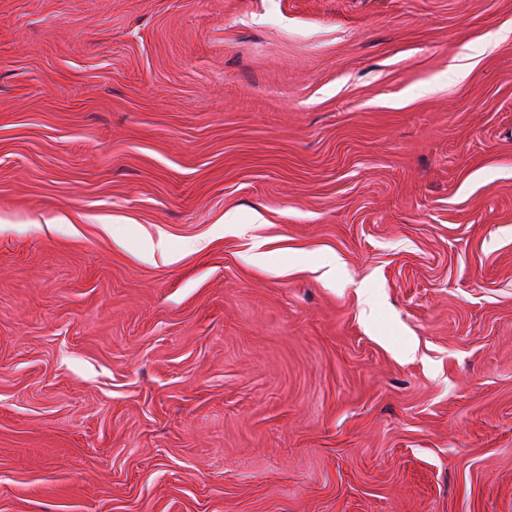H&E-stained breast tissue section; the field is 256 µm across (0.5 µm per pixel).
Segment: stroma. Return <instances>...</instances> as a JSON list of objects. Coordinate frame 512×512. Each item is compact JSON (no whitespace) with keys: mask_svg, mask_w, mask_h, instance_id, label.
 Returning <instances> with one entry per match:
<instances>
[{"mask_svg":"<svg viewBox=\"0 0 512 512\" xmlns=\"http://www.w3.org/2000/svg\"><path fill=\"white\" fill-rule=\"evenodd\" d=\"M0 512H512V0H0Z\"/></svg>","mask_w":512,"mask_h":512,"instance_id":"obj_1","label":"stroma"}]
</instances>
